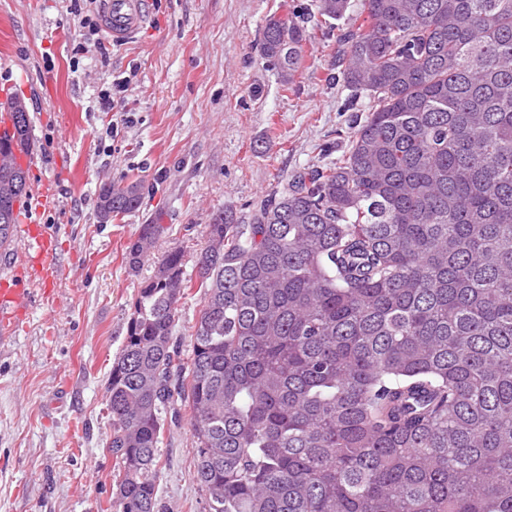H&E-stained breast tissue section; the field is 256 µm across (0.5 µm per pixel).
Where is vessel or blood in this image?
Listing matches in <instances>:
<instances>
[{
	"mask_svg": "<svg viewBox=\"0 0 512 512\" xmlns=\"http://www.w3.org/2000/svg\"><path fill=\"white\" fill-rule=\"evenodd\" d=\"M146 0H105L104 29L112 40L122 42L134 36L148 18ZM16 241L11 261L0 268V328H13L29 309L32 297L24 278L52 282L55 241L51 232L38 224H18L12 229Z\"/></svg>",
	"mask_w": 512,
	"mask_h": 512,
	"instance_id": "vessel-or-blood-1",
	"label": "vessel or blood"
}]
</instances>
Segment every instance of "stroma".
Returning <instances> with one entry per match:
<instances>
[{"instance_id":"1","label":"stroma","mask_w":512,"mask_h":512,"mask_svg":"<svg viewBox=\"0 0 512 512\" xmlns=\"http://www.w3.org/2000/svg\"><path fill=\"white\" fill-rule=\"evenodd\" d=\"M312 0H148L133 38L74 53L83 16L100 0H0V92L23 99L34 150L30 188L53 183L50 207L28 214L54 234L58 273L37 282L10 341L0 347V512H120L118 464L108 451L105 398L133 303L171 248L195 276L207 224L239 223L268 194L344 147L364 118L347 110L334 55L316 34L293 84L262 56V28L289 4ZM124 81L113 111L100 90ZM140 185L139 207L100 223L109 183ZM144 224L163 225L151 256L130 269L125 251ZM204 293L177 306L173 341L188 351ZM160 446L157 512H205L195 478L192 411Z\"/></svg>"}]
</instances>
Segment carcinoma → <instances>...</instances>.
I'll list each match as a JSON object with an SVG mask.
<instances>
[{
	"label": "carcinoma",
	"mask_w": 512,
	"mask_h": 512,
	"mask_svg": "<svg viewBox=\"0 0 512 512\" xmlns=\"http://www.w3.org/2000/svg\"><path fill=\"white\" fill-rule=\"evenodd\" d=\"M366 116L336 160L220 214L191 287L168 250L140 289L106 403L121 512H156L158 456L192 409L207 512H512V0H313ZM292 9L263 58L294 81L311 39ZM10 145L33 146L30 120ZM15 201L26 171L10 170ZM132 212L136 183L104 186ZM17 223L0 210V246ZM163 231L140 225V267Z\"/></svg>",
	"instance_id": "cac0c4a2"
}]
</instances>
